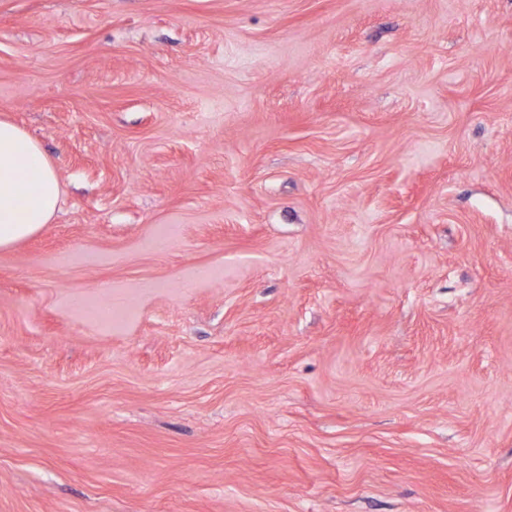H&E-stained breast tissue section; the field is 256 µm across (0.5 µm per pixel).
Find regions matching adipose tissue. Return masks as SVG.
<instances>
[{
    "label": "adipose tissue",
    "mask_w": 512,
    "mask_h": 512,
    "mask_svg": "<svg viewBox=\"0 0 512 512\" xmlns=\"http://www.w3.org/2000/svg\"><path fill=\"white\" fill-rule=\"evenodd\" d=\"M59 176L40 143L17 124L0 120V249L51 223L62 202Z\"/></svg>",
    "instance_id": "adipose-tissue-1"
}]
</instances>
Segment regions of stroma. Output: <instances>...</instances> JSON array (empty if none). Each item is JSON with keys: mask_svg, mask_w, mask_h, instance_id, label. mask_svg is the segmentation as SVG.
<instances>
[{"mask_svg": "<svg viewBox=\"0 0 512 512\" xmlns=\"http://www.w3.org/2000/svg\"><path fill=\"white\" fill-rule=\"evenodd\" d=\"M0 119V512H512V0H0ZM58 174L40 143L17 124L0 120V249L38 233L62 202Z\"/></svg>", "mask_w": 512, "mask_h": 512, "instance_id": "stroma-1", "label": "stroma"}]
</instances>
